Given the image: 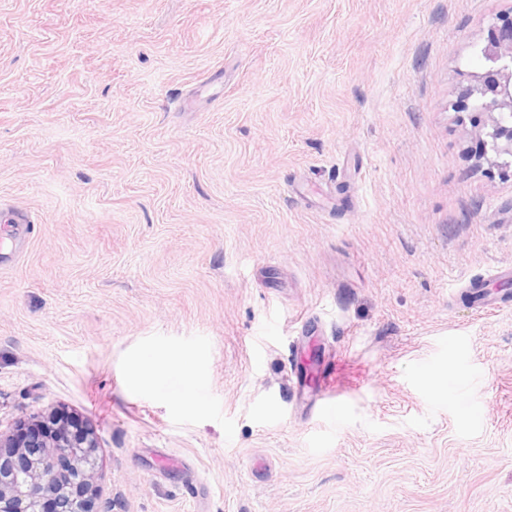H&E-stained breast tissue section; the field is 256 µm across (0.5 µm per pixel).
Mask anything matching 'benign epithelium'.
I'll list each match as a JSON object with an SVG mask.
<instances>
[{
  "instance_id": "7a95c632",
  "label": "benign epithelium",
  "mask_w": 512,
  "mask_h": 512,
  "mask_svg": "<svg viewBox=\"0 0 512 512\" xmlns=\"http://www.w3.org/2000/svg\"><path fill=\"white\" fill-rule=\"evenodd\" d=\"M489 69L466 99L492 115L484 153L512 157V26L491 35L482 51ZM94 432L61 409L38 411L0 434V512H96Z\"/></svg>"
}]
</instances>
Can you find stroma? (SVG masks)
I'll list each match as a JSON object with an SVG mask.
<instances>
[{
    "label": "stroma",
    "mask_w": 512,
    "mask_h": 512,
    "mask_svg": "<svg viewBox=\"0 0 512 512\" xmlns=\"http://www.w3.org/2000/svg\"><path fill=\"white\" fill-rule=\"evenodd\" d=\"M504 17L0 0V204L31 217L0 241V431L77 415L99 512H512V305L467 297L512 263V174L460 109ZM311 344L331 423L292 397ZM337 371L336 361L323 365L315 364L312 368L313 377L319 381V392L309 406L312 415L333 417L336 400L341 395L336 379Z\"/></svg>",
    "instance_id": "obj_1"
}]
</instances>
